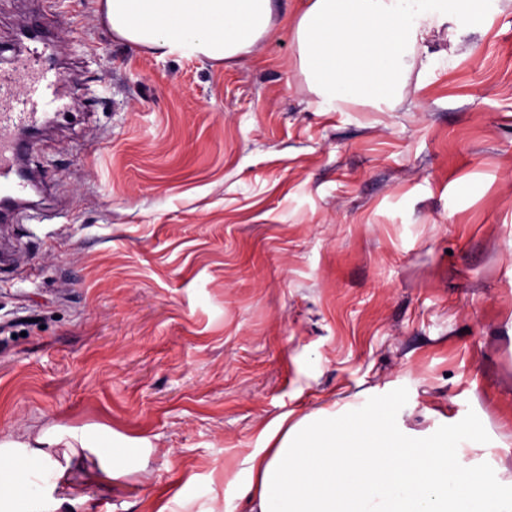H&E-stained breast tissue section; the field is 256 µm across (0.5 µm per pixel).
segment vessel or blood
I'll list each match as a JSON object with an SVG mask.
<instances>
[{
    "mask_svg": "<svg viewBox=\"0 0 512 512\" xmlns=\"http://www.w3.org/2000/svg\"><path fill=\"white\" fill-rule=\"evenodd\" d=\"M22 37L34 47L23 61L0 71V222L19 219L34 184L21 172L29 144L24 131L36 129L44 112L57 106L56 89L63 81L52 63L51 39L25 29Z\"/></svg>",
    "mask_w": 512,
    "mask_h": 512,
    "instance_id": "1",
    "label": "vessel or blood"
}]
</instances>
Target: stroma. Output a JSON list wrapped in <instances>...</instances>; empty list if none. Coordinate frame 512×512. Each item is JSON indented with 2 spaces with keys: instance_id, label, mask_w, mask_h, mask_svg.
Segmentation results:
<instances>
[{
  "instance_id": "stroma-1",
  "label": "stroma",
  "mask_w": 512,
  "mask_h": 512,
  "mask_svg": "<svg viewBox=\"0 0 512 512\" xmlns=\"http://www.w3.org/2000/svg\"><path fill=\"white\" fill-rule=\"evenodd\" d=\"M278 0L256 53L217 63L117 40L98 0H0L63 52L28 158L39 220L0 223V440L108 426L153 444L84 512H152L226 478L255 429L376 386L512 435V0L389 111L323 112Z\"/></svg>"
}]
</instances>
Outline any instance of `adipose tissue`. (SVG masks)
<instances>
[{
	"label": "adipose tissue",
	"mask_w": 512,
	"mask_h": 512,
	"mask_svg": "<svg viewBox=\"0 0 512 512\" xmlns=\"http://www.w3.org/2000/svg\"><path fill=\"white\" fill-rule=\"evenodd\" d=\"M496 0H300L292 34L324 112L395 100L433 30L455 40L473 30L472 2ZM119 39L164 54L232 61L274 32L273 0H101ZM400 404L376 395L355 406L316 409L261 424L225 499L199 503L175 489L156 512H512V479L495 449L503 437L472 427L416 431ZM109 429L59 425L0 440V512H78L75 474L111 489L125 462L149 447Z\"/></svg>",
	"instance_id": "obj_1"
}]
</instances>
